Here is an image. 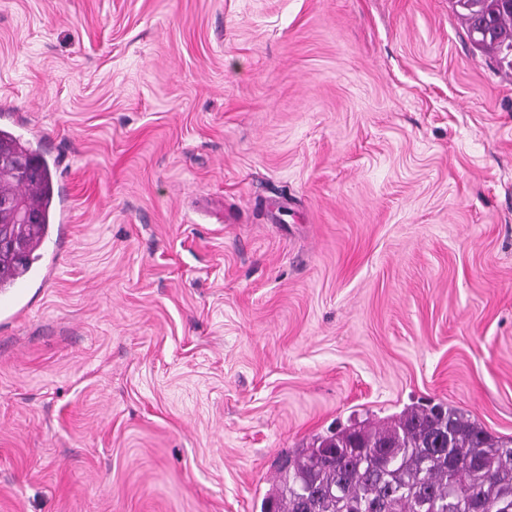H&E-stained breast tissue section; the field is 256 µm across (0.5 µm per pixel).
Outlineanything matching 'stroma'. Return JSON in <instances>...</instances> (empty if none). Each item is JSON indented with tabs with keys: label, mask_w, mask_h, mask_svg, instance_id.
I'll return each mask as SVG.
<instances>
[{
	"label": "stroma",
	"mask_w": 512,
	"mask_h": 512,
	"mask_svg": "<svg viewBox=\"0 0 512 512\" xmlns=\"http://www.w3.org/2000/svg\"><path fill=\"white\" fill-rule=\"evenodd\" d=\"M62 189L0 310V512H260L416 405L512 437V69L452 0H0Z\"/></svg>",
	"instance_id": "obj_1"
}]
</instances>
